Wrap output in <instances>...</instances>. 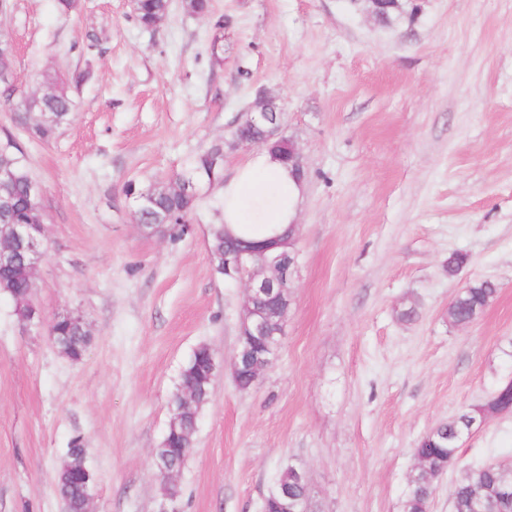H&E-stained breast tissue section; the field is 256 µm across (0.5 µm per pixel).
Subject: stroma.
<instances>
[{"instance_id": "obj_1", "label": "stroma", "mask_w": 512, "mask_h": 512, "mask_svg": "<svg viewBox=\"0 0 512 512\" xmlns=\"http://www.w3.org/2000/svg\"><path fill=\"white\" fill-rule=\"evenodd\" d=\"M385 26L349 0H213L209 18L171 0L151 30L130 0H8L25 90L71 88L70 123L30 139L0 102L44 189L35 273L43 323L0 297V512H64L55 476L80 437L93 512H159L152 452L181 367L216 353L214 395L176 479L179 512H261L283 466L306 473L313 512H401L418 440L512 380V0H412ZM223 16L224 63L205 45ZM276 97L305 191L299 269L272 366L250 390L231 378L244 291L211 266L218 189L184 235L149 233L129 186L169 182L228 136L258 92ZM469 263L449 275L451 253ZM477 279L498 286L466 326L448 306ZM414 305L411 321L398 317ZM81 318L77 360L48 325ZM512 466V412L463 439L430 512H452L464 471Z\"/></svg>"}]
</instances>
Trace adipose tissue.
I'll use <instances>...</instances> for the list:
<instances>
[{
  "instance_id": "adipose-tissue-1",
  "label": "adipose tissue",
  "mask_w": 512,
  "mask_h": 512,
  "mask_svg": "<svg viewBox=\"0 0 512 512\" xmlns=\"http://www.w3.org/2000/svg\"><path fill=\"white\" fill-rule=\"evenodd\" d=\"M304 184L292 169L268 151L254 153L221 186L216 223L232 231L254 228L269 238L296 220Z\"/></svg>"
}]
</instances>
